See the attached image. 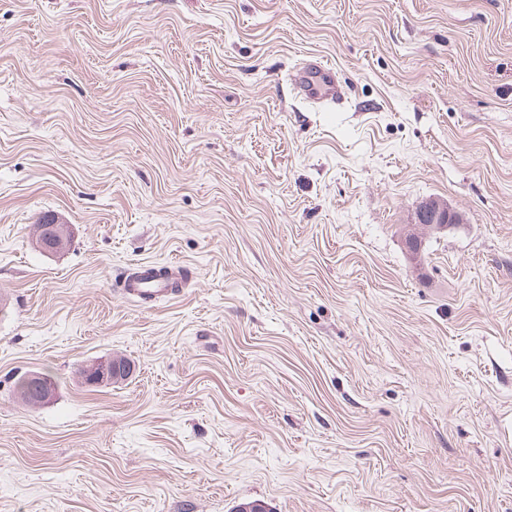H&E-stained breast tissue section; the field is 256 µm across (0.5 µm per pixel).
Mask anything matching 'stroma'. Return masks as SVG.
<instances>
[{"label": "stroma", "mask_w": 512, "mask_h": 512, "mask_svg": "<svg viewBox=\"0 0 512 512\" xmlns=\"http://www.w3.org/2000/svg\"><path fill=\"white\" fill-rule=\"evenodd\" d=\"M255 500L512 512V0H0V512ZM309 72L316 74V79L312 80L310 85L303 81L304 75ZM301 87L305 95L312 100L335 102L341 97L330 75V69L323 64L312 66L306 62L301 75ZM413 223L415 226L440 232L462 223V216L446 202L429 199L415 207ZM154 264L141 263L132 272L127 274L118 289L119 293L126 299L143 303H153L158 299H173L180 293V288L185 277L184 266L171 267L169 274L159 276L155 271L158 269ZM183 269V272L181 270ZM123 371L122 365H118V363L112 361V358H109L86 364L83 368V377L86 384L99 386L118 380ZM47 383L55 389L52 380L45 377ZM27 383L26 377H21L16 382V392L25 403L29 404V389L34 397L31 399L30 405L33 407H41L50 403L54 397L53 389L44 382L43 378L38 374H30Z\"/></svg>", "instance_id": "35a3bbf8"}]
</instances>
